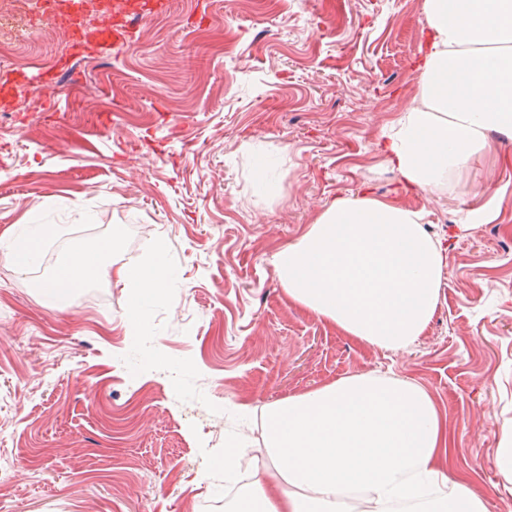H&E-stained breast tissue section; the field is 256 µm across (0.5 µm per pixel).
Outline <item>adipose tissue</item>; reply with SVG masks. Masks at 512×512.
I'll return each mask as SVG.
<instances>
[{
    "mask_svg": "<svg viewBox=\"0 0 512 512\" xmlns=\"http://www.w3.org/2000/svg\"><path fill=\"white\" fill-rule=\"evenodd\" d=\"M416 103L384 129L385 164L405 188L443 192L494 138L512 139V0H424ZM37 216L0 256L38 260ZM445 256L425 215L363 194L338 196L274 257L289 302L363 345L415 344L438 303ZM266 461L233 512H487L446 475L445 430L422 386L354 373L263 408Z\"/></svg>",
    "mask_w": 512,
    "mask_h": 512,
    "instance_id": "1",
    "label": "adipose tissue"
}]
</instances>
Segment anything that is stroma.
<instances>
[{
  "instance_id": "stroma-1",
  "label": "stroma",
  "mask_w": 512,
  "mask_h": 512,
  "mask_svg": "<svg viewBox=\"0 0 512 512\" xmlns=\"http://www.w3.org/2000/svg\"><path fill=\"white\" fill-rule=\"evenodd\" d=\"M0 6L14 17L0 75L68 52L36 0ZM132 28L52 98L35 80L0 87V244L34 213L58 230L27 274L0 259V512H230L216 459L237 432L244 477L265 454L260 420L236 427L237 408L351 372L424 387L449 481L512 512L496 465L512 427V140L446 193L401 190L379 148L415 102L424 0H166ZM257 155L275 163V197L256 193ZM362 192L424 211L444 249L434 315L401 351L290 303L271 263L328 202ZM485 208L492 221L449 238ZM117 226L131 239L113 265L168 244L186 287L153 344L192 358L205 402L179 401L166 371L130 374L116 279L63 302L37 288L65 244Z\"/></svg>"
}]
</instances>
